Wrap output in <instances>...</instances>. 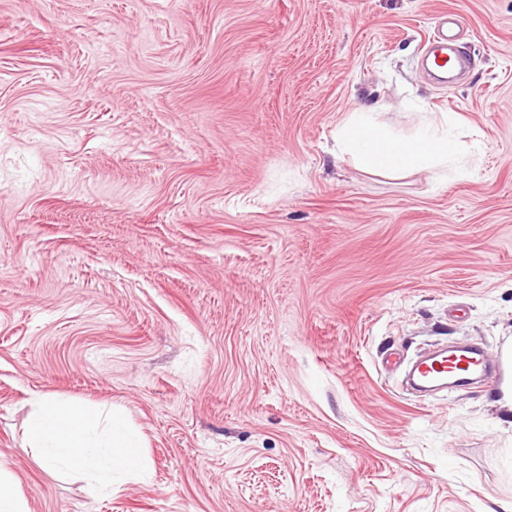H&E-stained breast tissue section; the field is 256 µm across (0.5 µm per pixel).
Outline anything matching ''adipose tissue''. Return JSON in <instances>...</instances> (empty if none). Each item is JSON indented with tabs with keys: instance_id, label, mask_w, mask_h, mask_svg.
Returning <instances> with one entry per match:
<instances>
[{
	"instance_id": "obj_1",
	"label": "adipose tissue",
	"mask_w": 512,
	"mask_h": 512,
	"mask_svg": "<svg viewBox=\"0 0 512 512\" xmlns=\"http://www.w3.org/2000/svg\"><path fill=\"white\" fill-rule=\"evenodd\" d=\"M336 146L364 169H436L456 155V142L445 134L423 131L410 138L391 135L369 113L354 112L336 130ZM27 439L43 464L72 474L95 493L143 479L149 466L140 437L120 413H102L59 396L36 400L28 419Z\"/></svg>"
}]
</instances>
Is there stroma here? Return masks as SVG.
Segmentation results:
<instances>
[{
  "instance_id": "obj_1",
  "label": "stroma",
  "mask_w": 512,
  "mask_h": 512,
  "mask_svg": "<svg viewBox=\"0 0 512 512\" xmlns=\"http://www.w3.org/2000/svg\"><path fill=\"white\" fill-rule=\"evenodd\" d=\"M470 69L431 80L439 14ZM352 112L448 114L371 173ZM512 0H0V459L29 512H495L512 427ZM496 365L430 397L421 353ZM119 408L151 473L43 466L32 401ZM370 112H352L336 130V146L351 155L364 169L448 168L458 151L457 143L447 134L429 130L410 138L391 135L375 123Z\"/></svg>"
}]
</instances>
